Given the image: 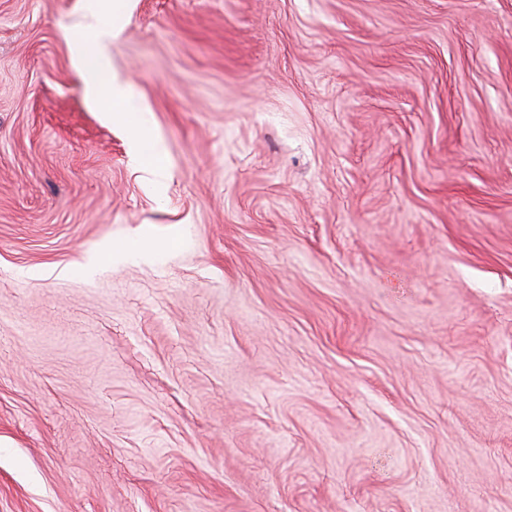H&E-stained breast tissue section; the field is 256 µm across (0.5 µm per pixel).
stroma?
Listing matches in <instances>:
<instances>
[{
    "label": "stroma",
    "mask_w": 512,
    "mask_h": 512,
    "mask_svg": "<svg viewBox=\"0 0 512 512\" xmlns=\"http://www.w3.org/2000/svg\"><path fill=\"white\" fill-rule=\"evenodd\" d=\"M0 512H512V0H0ZM110 34L106 31L94 32L89 35L85 44L92 46L94 50V65L99 77L92 79L86 87V94L90 102L99 104L106 98L116 99L124 94L123 85L109 71V41Z\"/></svg>",
    "instance_id": "obj_1"
}]
</instances>
